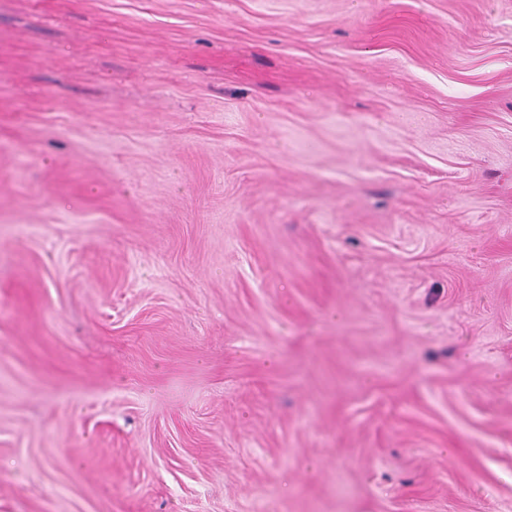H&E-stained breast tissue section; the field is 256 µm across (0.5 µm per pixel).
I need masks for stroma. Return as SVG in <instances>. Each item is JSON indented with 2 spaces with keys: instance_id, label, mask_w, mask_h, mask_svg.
<instances>
[{
  "instance_id": "35a3bbf8",
  "label": "stroma",
  "mask_w": 512,
  "mask_h": 512,
  "mask_svg": "<svg viewBox=\"0 0 512 512\" xmlns=\"http://www.w3.org/2000/svg\"><path fill=\"white\" fill-rule=\"evenodd\" d=\"M0 512H512V0H0Z\"/></svg>"
}]
</instances>
